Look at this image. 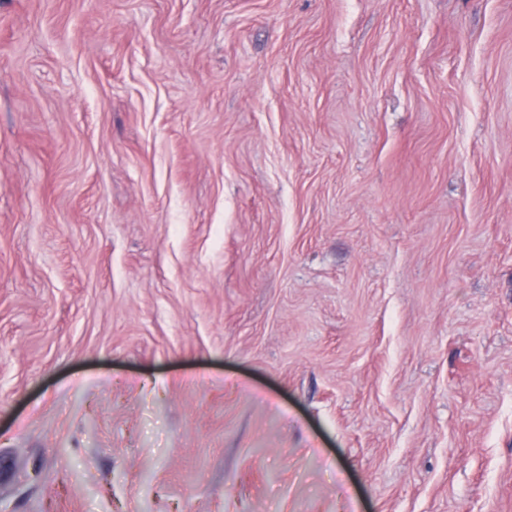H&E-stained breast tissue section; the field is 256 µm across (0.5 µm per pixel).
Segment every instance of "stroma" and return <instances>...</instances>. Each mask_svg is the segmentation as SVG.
<instances>
[{
  "instance_id": "1",
  "label": "stroma",
  "mask_w": 512,
  "mask_h": 512,
  "mask_svg": "<svg viewBox=\"0 0 512 512\" xmlns=\"http://www.w3.org/2000/svg\"><path fill=\"white\" fill-rule=\"evenodd\" d=\"M0 512H512V0H0Z\"/></svg>"
}]
</instances>
